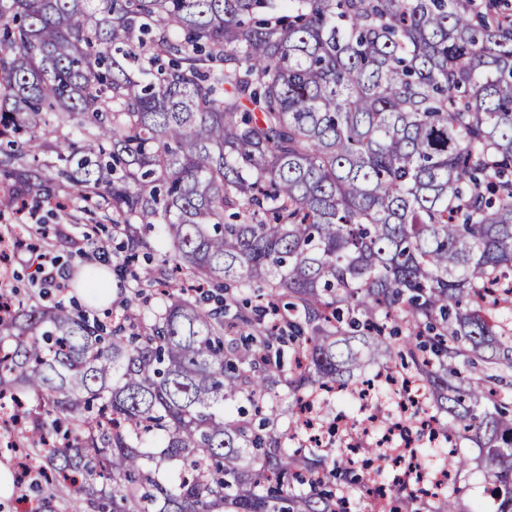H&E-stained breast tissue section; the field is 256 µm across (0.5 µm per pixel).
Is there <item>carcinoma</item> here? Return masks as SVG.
Instances as JSON below:
<instances>
[{"mask_svg":"<svg viewBox=\"0 0 512 512\" xmlns=\"http://www.w3.org/2000/svg\"><path fill=\"white\" fill-rule=\"evenodd\" d=\"M49 114L80 145L45 164ZM12 133L0 210L72 184L215 303L0 319V394L79 512H379L348 455L288 442L304 395L391 363L512 512V0H0ZM133 226L137 228L138 235L143 238L151 248V264L153 267L161 264L165 256L166 248L160 243L158 228L156 226L149 228L142 224H134Z\"/></svg>","mask_w":512,"mask_h":512,"instance_id":"carcinoma-1","label":"carcinoma"}]
</instances>
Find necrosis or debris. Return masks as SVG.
Segmentation results:
<instances>
[{
	"mask_svg": "<svg viewBox=\"0 0 512 512\" xmlns=\"http://www.w3.org/2000/svg\"><path fill=\"white\" fill-rule=\"evenodd\" d=\"M373 385L385 392L380 402L385 412L374 417L373 424L378 428L376 446L383 454L390 476L380 477L366 460H359L358 465L368 475L375 500L386 503L387 481L391 478L398 482L420 478L423 494L438 495L447 488L449 477L445 470L430 467L423 451L445 448L447 442L424 405L420 383L413 379L403 382L381 370L375 374Z\"/></svg>",
	"mask_w": 512,
	"mask_h": 512,
	"instance_id": "necrosis-or-debris-1",
	"label": "necrosis or debris"
}]
</instances>
